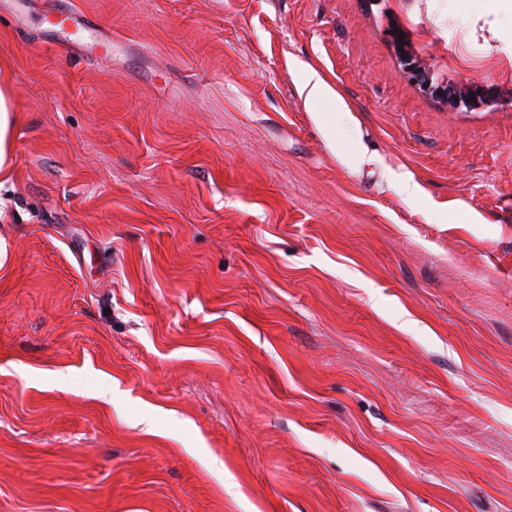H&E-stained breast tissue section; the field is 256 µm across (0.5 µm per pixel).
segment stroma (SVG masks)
<instances>
[{
    "mask_svg": "<svg viewBox=\"0 0 512 512\" xmlns=\"http://www.w3.org/2000/svg\"><path fill=\"white\" fill-rule=\"evenodd\" d=\"M68 3L0 0V512H512V0ZM397 47H403L404 52H400L402 68L400 75L407 81L418 86L424 93L432 98L447 103L457 108L481 109L490 106L499 97H494L484 93L479 85L471 86H453L436 84L431 77V71L421 57L416 55L410 48L397 43ZM406 55V59H403ZM475 97V101H471ZM19 110L11 92L8 70L0 73V179H7L13 172V132L19 121ZM301 86L302 93L310 103H321L332 97L330 87L318 72L311 68L305 71Z\"/></svg>",
    "mask_w": 512,
    "mask_h": 512,
    "instance_id": "35a3bbf8",
    "label": "stroma"
}]
</instances>
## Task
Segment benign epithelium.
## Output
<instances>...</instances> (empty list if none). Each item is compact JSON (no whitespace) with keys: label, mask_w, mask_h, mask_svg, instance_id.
Returning <instances> with one entry per match:
<instances>
[{"label":"benign epithelium","mask_w":512,"mask_h":512,"mask_svg":"<svg viewBox=\"0 0 512 512\" xmlns=\"http://www.w3.org/2000/svg\"><path fill=\"white\" fill-rule=\"evenodd\" d=\"M406 58L401 60L400 75L418 86L424 93L450 106L481 109L496 102V97L484 93L479 86H453L436 84L431 71L421 57L410 48H404Z\"/></svg>","instance_id":"7a95c632"}]
</instances>
